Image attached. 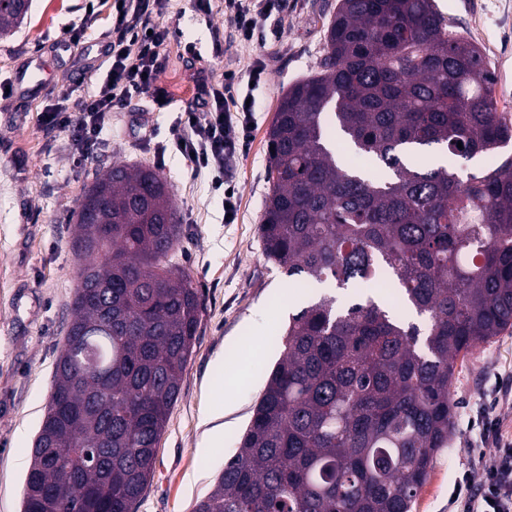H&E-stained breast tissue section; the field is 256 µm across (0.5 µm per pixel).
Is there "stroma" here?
I'll use <instances>...</instances> for the list:
<instances>
[{"label":"stroma","mask_w":512,"mask_h":512,"mask_svg":"<svg viewBox=\"0 0 512 512\" xmlns=\"http://www.w3.org/2000/svg\"><path fill=\"white\" fill-rule=\"evenodd\" d=\"M338 0H288L266 43L237 40L224 0L210 13L193 0H166L161 16L174 36L162 50L157 86L171 99L160 110L151 97L127 100L92 157L73 158L68 134L42 127L46 109L98 92L110 63L85 54L110 30L107 6L88 22L92 0H32L13 36L0 40V512H23L24 489L35 444L53 389L78 283L72 215L83 189L113 163L152 167L170 186L180 226L176 261L202 296L193 353L161 435L153 476L135 512H194L238 446L267 373L280 352L271 342L289 314L319 299L321 289L295 290L262 254L260 224L269 189L267 131L282 94L311 75L322 54ZM448 25L474 42L495 71L500 113L512 119V0H435ZM79 41H70V33ZM222 52H215V39ZM194 53H186V44ZM265 74L256 86L254 124L247 151L231 161L224 179L234 185L237 211L224 221V192L192 169L176 149L185 130L180 111L196 103L198 71L221 80L225 70L247 79L256 60ZM34 73L36 88L15 91L16 76ZM147 112L155 126L145 138L135 119ZM249 378L221 415L211 404L223 395L227 368ZM512 386V330L457 364L452 389L454 428L434 458L412 512H448V498L477 449L479 409L488 395ZM224 396V395H223Z\"/></svg>","instance_id":"1"}]
</instances>
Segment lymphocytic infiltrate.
Masks as SVG:
<instances>
[{
    "instance_id": "f902f5d3",
    "label": "lymphocytic infiltrate",
    "mask_w": 512,
    "mask_h": 512,
    "mask_svg": "<svg viewBox=\"0 0 512 512\" xmlns=\"http://www.w3.org/2000/svg\"><path fill=\"white\" fill-rule=\"evenodd\" d=\"M283 7L284 0H224V14L244 42L262 40L265 22L279 16ZM109 9L112 30L104 52L111 68L106 82L95 95L77 99L73 107H55L41 116L44 127L69 131L72 149L84 159L100 145L114 109L126 99L162 96L156 80L160 49L170 31L159 20L161 0H111ZM197 82L207 97L206 110L184 108L180 122L188 134L180 139L178 149L193 169L213 173L216 184L224 188V211L232 215L237 196L234 186L224 183V166L246 150L254 108L239 96L235 72H225L223 82L212 84L201 71ZM504 405L512 406L511 394L491 396L479 440L493 443L496 454L489 460L473 459L448 500V512H512V443L501 438L495 417Z\"/></svg>"
}]
</instances>
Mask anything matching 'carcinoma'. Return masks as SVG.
I'll return each instance as SVG.
<instances>
[{
  "label": "carcinoma",
  "mask_w": 512,
  "mask_h": 512,
  "mask_svg": "<svg viewBox=\"0 0 512 512\" xmlns=\"http://www.w3.org/2000/svg\"><path fill=\"white\" fill-rule=\"evenodd\" d=\"M29 6L0 0V38ZM491 63L432 0H339L316 71L268 133L263 256L325 295L272 338L280 356L250 424L194 512H410L448 446L456 364L512 328V143ZM462 147H457V143ZM367 155L383 176L343 165ZM82 265L32 454L24 512H134L192 354L199 290L173 261L167 184L96 173L73 214ZM101 368L86 367L87 346Z\"/></svg>",
  "instance_id": "cac0c4a2"
}]
</instances>
